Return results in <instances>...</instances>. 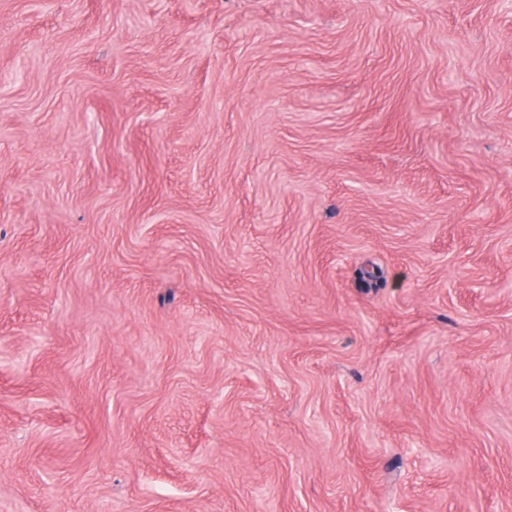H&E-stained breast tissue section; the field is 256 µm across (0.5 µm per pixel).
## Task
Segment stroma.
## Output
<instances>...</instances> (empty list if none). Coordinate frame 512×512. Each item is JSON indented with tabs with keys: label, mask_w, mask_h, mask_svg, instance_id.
<instances>
[{
	"label": "stroma",
	"mask_w": 512,
	"mask_h": 512,
	"mask_svg": "<svg viewBox=\"0 0 512 512\" xmlns=\"http://www.w3.org/2000/svg\"><path fill=\"white\" fill-rule=\"evenodd\" d=\"M0 512H512V0H0Z\"/></svg>",
	"instance_id": "stroma-1"
}]
</instances>
